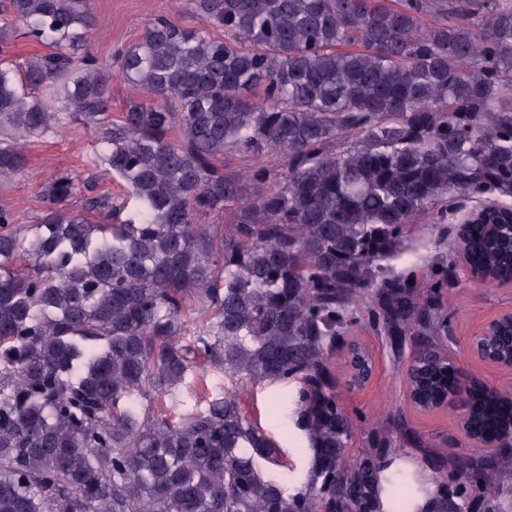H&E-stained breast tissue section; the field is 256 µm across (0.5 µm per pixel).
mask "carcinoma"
<instances>
[{
	"mask_svg": "<svg viewBox=\"0 0 512 512\" xmlns=\"http://www.w3.org/2000/svg\"><path fill=\"white\" fill-rule=\"evenodd\" d=\"M117 64L88 49L90 0H0V182L31 141L80 122L96 167L137 201L115 224L101 196L70 204L57 174L23 235L0 207V512H376L397 436L425 450L431 512H503L512 422L495 448L445 459L398 414L346 459L356 424L334 357L361 297L406 363L417 411L444 404L441 286L383 262L408 224L479 199L475 269L512 253V6L489 0H175ZM219 28L224 36L214 35ZM44 51L14 59L18 41ZM132 91L112 118V79ZM152 99L147 105L144 99ZM355 142L336 148L342 138ZM288 157L279 170L274 152ZM253 165L227 170L224 157ZM234 207L231 224L199 218ZM229 386L185 416L208 369ZM288 385L283 420L315 449L289 491L283 453L236 385ZM395 509L408 475L394 471Z\"/></svg>",
	"mask_w": 512,
	"mask_h": 512,
	"instance_id": "obj_1",
	"label": "carcinoma"
}]
</instances>
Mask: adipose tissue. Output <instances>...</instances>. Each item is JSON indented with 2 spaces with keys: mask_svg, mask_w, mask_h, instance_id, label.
Returning a JSON list of instances; mask_svg holds the SVG:
<instances>
[{
  "mask_svg": "<svg viewBox=\"0 0 512 512\" xmlns=\"http://www.w3.org/2000/svg\"><path fill=\"white\" fill-rule=\"evenodd\" d=\"M396 469L410 472L418 487V493L406 512H431L437 487L430 472L422 467L419 452L412 448L391 456L387 467L378 472L375 483L378 512H394L387 478L390 472Z\"/></svg>",
  "mask_w": 512,
  "mask_h": 512,
  "instance_id": "adipose-tissue-1",
  "label": "adipose tissue"
}]
</instances>
